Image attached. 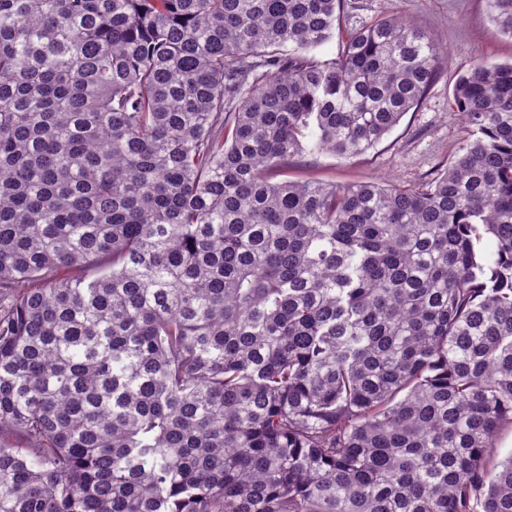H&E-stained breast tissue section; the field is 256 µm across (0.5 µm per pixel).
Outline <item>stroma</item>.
Returning <instances> with one entry per match:
<instances>
[{
	"mask_svg": "<svg viewBox=\"0 0 512 512\" xmlns=\"http://www.w3.org/2000/svg\"><path fill=\"white\" fill-rule=\"evenodd\" d=\"M432 33L448 50V62L420 108L365 154L343 158L306 153L288 168L292 179H316L350 185L393 179L418 183L435 176L455 155L465 128L451 98L457 72L482 58L512 60V39L492 26L485 0H346L342 27L358 28L391 13Z\"/></svg>",
	"mask_w": 512,
	"mask_h": 512,
	"instance_id": "1",
	"label": "stroma"
}]
</instances>
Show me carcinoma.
Segmentation results:
<instances>
[{"label":"carcinoma","instance_id":"carcinoma-1","mask_svg":"<svg viewBox=\"0 0 512 512\" xmlns=\"http://www.w3.org/2000/svg\"><path fill=\"white\" fill-rule=\"evenodd\" d=\"M344 2L0 0V512H512V62L432 179L290 180L447 59Z\"/></svg>","mask_w":512,"mask_h":512}]
</instances>
